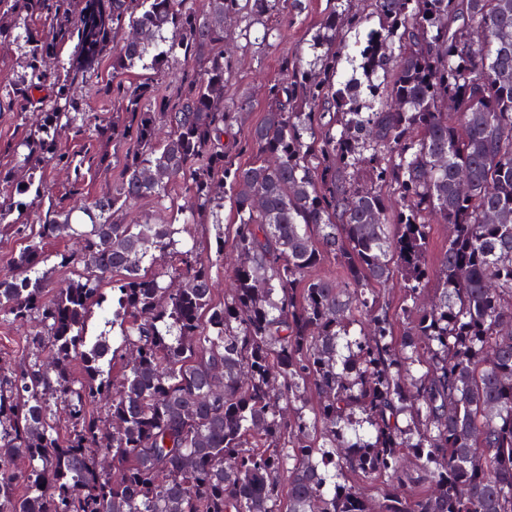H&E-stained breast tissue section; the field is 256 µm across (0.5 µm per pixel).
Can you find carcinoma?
Wrapping results in <instances>:
<instances>
[{
    "label": "carcinoma",
    "mask_w": 512,
    "mask_h": 512,
    "mask_svg": "<svg viewBox=\"0 0 512 512\" xmlns=\"http://www.w3.org/2000/svg\"><path fill=\"white\" fill-rule=\"evenodd\" d=\"M328 2L312 59L263 85L238 165L225 138L249 102L227 94L225 22L277 41L265 14L303 0H0V48L25 50L0 112L40 116L0 146V224L23 241L0 322L41 325L0 365V512H512V0ZM108 55L109 121L71 96ZM147 58L178 66L168 92L124 79ZM102 141L133 149L88 205ZM147 199L171 220L126 223ZM195 224L217 231L207 252L181 237ZM322 261L347 279L311 276ZM105 285L117 344L87 336Z\"/></svg>",
    "instance_id": "obj_1"
}]
</instances>
